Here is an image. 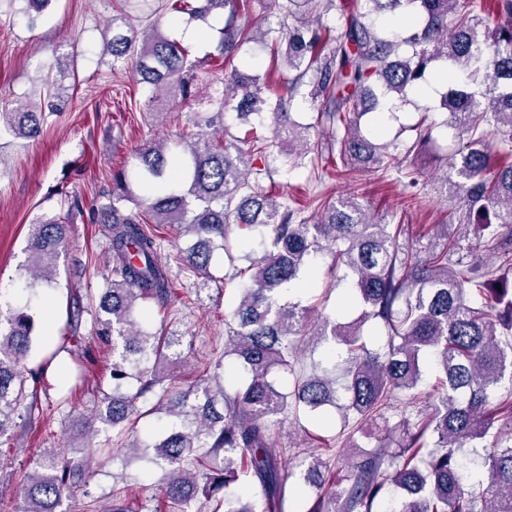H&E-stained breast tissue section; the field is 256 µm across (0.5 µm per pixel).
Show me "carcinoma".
Instances as JSON below:
<instances>
[{
  "mask_svg": "<svg viewBox=\"0 0 512 512\" xmlns=\"http://www.w3.org/2000/svg\"><path fill=\"white\" fill-rule=\"evenodd\" d=\"M240 0H173L170 10L204 19L219 11L224 27L216 47L211 80L224 84L217 115L227 111L246 121H270L280 140L282 164L309 153H323L311 143L313 125L296 120L287 99L306 85L311 101L324 98L320 119L343 128L336 138L346 167L388 171L400 167L392 143L362 134L358 119L389 109V101L422 91L427 71L442 78L448 90L442 106L448 128L459 145L448 154L444 185L461 205L458 224L480 217L483 247L512 271V0H493L498 23L489 26L474 14L472 0H355L346 29L336 36L328 57L318 51L320 35L306 19L321 3L336 0H286L277 26L240 23ZM296 25L288 24V17ZM391 18L407 26L393 30L379 25ZM268 45L274 58L295 72L287 95L276 101L261 78L233 66L242 45ZM102 54L112 67L130 66L149 89L146 109L155 114L178 99L191 97L198 63L177 42L159 33L137 40L125 13L112 16V36ZM493 85L485 101L471 89L478 77ZM61 69L44 78L47 99L69 102ZM196 131L180 140L154 142L134 156L132 170L140 193L131 188L126 171L112 179V197L100 205L111 242L112 277L105 280L95 322L99 340L112 345V396L105 398L95 420L114 428L133 412L132 398L122 392L129 369H138L135 396H151L150 411L175 420L169 433L145 445H128L133 455L152 453L163 471L164 497L177 512H189L198 493L228 489L240 478L255 481L261 497L254 500L224 494V512H283L290 475L269 442L270 422L303 407L316 414L339 400L336 381L325 375L300 378L284 393L270 379L274 370L292 372L305 337L332 340L345 347L343 384L345 411L370 419L381 413L396 391H412L422 379L421 367L432 360L442 374L439 403L416 423L404 418L399 448L379 443L357 448L350 462L349 484L326 487L320 455L306 467L304 484L314 495L307 512H377L387 487L397 490L390 512H512V441L482 446L484 479L469 484L461 462L466 446L476 447L495 423L512 424V279L503 273L468 275L452 262L458 250L455 233L442 232V248L420 258L400 242L398 224L374 219L351 197L326 201L320 220L308 224L295 211L257 190L270 175L268 146L257 141L230 142L208 128L214 116L195 112ZM44 113L21 104L0 108V128L34 140ZM504 153L511 160L494 164ZM131 202L137 213L128 214ZM81 198L70 199L63 216H46L32 226L28 239L26 287L49 286L67 240L69 221L82 212ZM149 224H170L190 241L183 250L186 266L209 275L214 251L224 247L236 228L253 229L272 240L273 249L239 271L243 280L230 310L224 355L235 357L245 380L234 395L224 391V374L200 379L188 390L164 385L173 378L179 358L172 349L177 336L162 338L141 329L135 313L147 299L164 306L171 296L170 278L158 260V236ZM329 251L335 267L348 270L354 282L360 315L348 322L322 316L306 330L307 307L282 299L286 286L305 274L312 257ZM368 323L385 330V343L370 348L363 341ZM34 323L27 312L12 309L0 318V438L15 415L37 408L36 393L27 391L24 361L33 345ZM221 460L222 466L213 462ZM95 454L82 446L77 462H61L49 451L39 470L26 476L23 512H59L65 494L90 469ZM205 479L199 485V479Z\"/></svg>",
  "mask_w": 512,
  "mask_h": 512,
  "instance_id": "cac0c4a2",
  "label": "carcinoma"
}]
</instances>
